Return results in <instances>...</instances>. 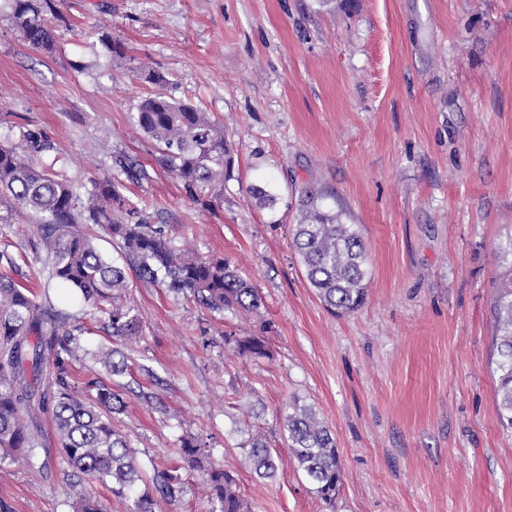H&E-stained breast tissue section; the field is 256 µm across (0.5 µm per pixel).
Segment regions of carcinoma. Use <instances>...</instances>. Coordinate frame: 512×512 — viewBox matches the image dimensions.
Instances as JSON below:
<instances>
[{"instance_id": "1", "label": "carcinoma", "mask_w": 512, "mask_h": 512, "mask_svg": "<svg viewBox=\"0 0 512 512\" xmlns=\"http://www.w3.org/2000/svg\"><path fill=\"white\" fill-rule=\"evenodd\" d=\"M9 2L8 20L24 41L33 49L51 50L56 35L46 17L49 0ZM133 109L135 125L156 144L162 164L193 200L223 196L234 159L222 122L159 90L140 98ZM52 148L43 129L29 126L19 127L15 139L0 143V207L34 216L31 234L42 260L35 277L63 290L79 313L88 315L106 303L112 335L128 338L139 333L138 316L126 296L131 287L127 267L105 257L83 230L84 224L107 225L124 256L133 258L135 277L142 282L160 285L176 296H190L212 310L260 308L258 290L230 259L177 247L162 227L129 207L121 181L93 180L82 189L41 166L40 156ZM248 193L262 209L276 205L277 197L262 184L251 185ZM296 194L292 243L307 280L328 310L351 313L367 295L370 272L364 239L357 225L346 223L344 213L329 202L331 195L310 186ZM496 288L490 312L495 324L497 410L512 428V270L500 277ZM82 333L76 315L57 308L49 291L39 294L0 276V464L17 462L36 476L48 474L49 456L32 421L37 409L50 415L56 447L71 469L110 485L112 495L127 502L128 512H161L160 502L170 504L184 492L181 476L162 471L154 488L147 486L127 439L112 427V414L126 407L112 382L93 379L94 398L86 401L79 395L71 383V363L81 348ZM224 340L235 342L243 358L268 355L266 342L259 337L226 335ZM115 354L114 350L94 354L95 362L111 377L127 370ZM285 426L288 448L317 495L324 500L336 497L341 462L330 430L308 409L289 414ZM243 447L249 449L260 476L276 474L280 457L262 436H251ZM179 455L187 467H198V439H183ZM205 496L209 512H248L234 478L222 466L209 469ZM65 502L70 512H104L79 482L68 484Z\"/></svg>"}]
</instances>
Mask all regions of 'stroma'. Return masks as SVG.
<instances>
[{"label": "stroma", "instance_id": "obj_1", "mask_svg": "<svg viewBox=\"0 0 512 512\" xmlns=\"http://www.w3.org/2000/svg\"><path fill=\"white\" fill-rule=\"evenodd\" d=\"M53 51L0 18V141L44 129L43 161L75 184L147 179L123 195L175 244L230 258L258 288L257 312L214 311L134 282L140 331L112 334L106 314L72 364L117 350L127 401L112 425L145 476L181 468L186 491L164 512H208L204 470L182 469L195 436L224 465L250 512H512V433L500 424L490 305L512 270V0H55ZM164 73L166 93L224 125L235 166L204 207L161 166L131 118L151 83L107 39ZM270 184L275 210L247 188ZM331 192L359 225L372 277L357 311L329 312L291 239L295 188ZM21 213L0 247L29 282L36 251ZM256 336L243 358L225 335ZM309 407L336 440L342 485L322 500L288 451L284 419ZM282 462L260 478L246 441ZM73 471L53 454L41 480L0 465L11 512H68ZM224 340L228 343H230L231 340L235 342V350L240 357L261 358L268 355L266 342L259 337L252 336L241 339L235 336L225 335Z\"/></svg>", "mask_w": 512, "mask_h": 512}]
</instances>
